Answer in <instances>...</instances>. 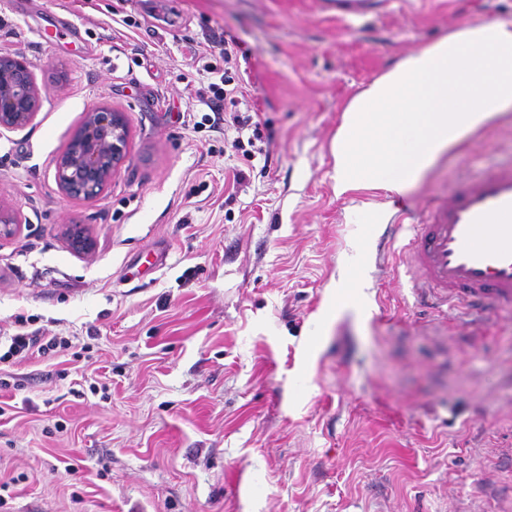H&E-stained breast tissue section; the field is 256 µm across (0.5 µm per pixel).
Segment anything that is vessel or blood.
Returning a JSON list of instances; mask_svg holds the SVG:
<instances>
[{
	"instance_id": "b4317fda",
	"label": "vessel or blood",
	"mask_w": 512,
	"mask_h": 512,
	"mask_svg": "<svg viewBox=\"0 0 512 512\" xmlns=\"http://www.w3.org/2000/svg\"><path fill=\"white\" fill-rule=\"evenodd\" d=\"M323 7L340 18L358 17L370 0H325ZM79 33L66 20L37 35L57 49ZM404 250L421 307L460 306L481 321L512 307V163L491 166L449 189L422 221L410 225Z\"/></svg>"
}]
</instances>
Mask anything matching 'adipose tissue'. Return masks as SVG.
Instances as JSON below:
<instances>
[{"label":"adipose tissue","instance_id":"adipose-tissue-1","mask_svg":"<svg viewBox=\"0 0 512 512\" xmlns=\"http://www.w3.org/2000/svg\"><path fill=\"white\" fill-rule=\"evenodd\" d=\"M512 111V21L487 19L406 55L346 107L334 190L407 194L446 153Z\"/></svg>","mask_w":512,"mask_h":512}]
</instances>
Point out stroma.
<instances>
[{
    "label": "stroma",
    "instance_id": "1",
    "mask_svg": "<svg viewBox=\"0 0 512 512\" xmlns=\"http://www.w3.org/2000/svg\"><path fill=\"white\" fill-rule=\"evenodd\" d=\"M487 17L512 0H372L352 23L318 0H0V52L42 89L0 137V203L25 219L0 238V331L72 339L0 374V512H512V311L416 307L374 235L512 157V112L404 198L332 180L349 101ZM58 19L82 33L50 51L36 31ZM230 37L251 159L200 123ZM99 105L128 158L65 197L53 162ZM67 236L71 248L77 254L89 257L95 250V242L87 233L86 229L80 224H71L68 226Z\"/></svg>",
    "mask_w": 512,
    "mask_h": 512
}]
</instances>
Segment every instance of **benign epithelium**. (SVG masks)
I'll return each instance as SVG.
<instances>
[{"label": "benign epithelium", "mask_w": 512, "mask_h": 512, "mask_svg": "<svg viewBox=\"0 0 512 512\" xmlns=\"http://www.w3.org/2000/svg\"><path fill=\"white\" fill-rule=\"evenodd\" d=\"M42 98L32 65L24 58L0 54V136L32 124ZM128 129L121 112L95 107L85 112L68 149L54 160L56 182L70 198L93 200L112 181L127 158ZM21 215L0 204V237L15 235ZM74 252L85 257L95 242L80 224L68 226Z\"/></svg>", "instance_id": "obj_1"}]
</instances>
